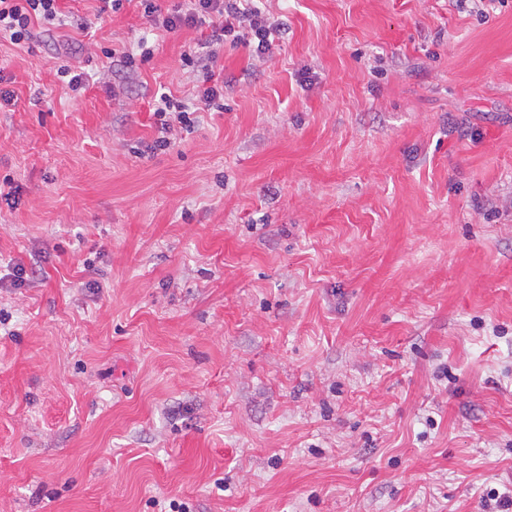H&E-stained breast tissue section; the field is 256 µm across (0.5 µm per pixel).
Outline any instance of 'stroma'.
Returning <instances> with one entry per match:
<instances>
[{
  "instance_id": "1",
  "label": "stroma",
  "mask_w": 512,
  "mask_h": 512,
  "mask_svg": "<svg viewBox=\"0 0 512 512\" xmlns=\"http://www.w3.org/2000/svg\"><path fill=\"white\" fill-rule=\"evenodd\" d=\"M61 7L0 40V512L512 496V0H263L272 54L225 38L149 155L209 28ZM196 111L188 112V109L182 104L174 103L172 99H170L169 96H160V100L158 101V104L156 105V108L154 110V114L159 118L160 126L158 127V131L162 134V136L157 137V139L154 141V145L150 146V150H157L158 148L162 150L163 148H166L171 145L170 138L165 136L164 134H168L172 127V114H175L173 116L174 121H177L181 127L190 128L191 124L194 123V121L190 118L189 114H193Z\"/></svg>"
}]
</instances>
